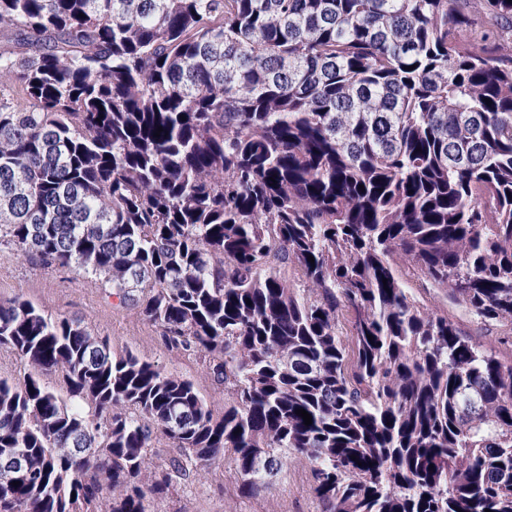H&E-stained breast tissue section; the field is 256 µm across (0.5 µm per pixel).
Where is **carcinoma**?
<instances>
[{
    "instance_id": "1",
    "label": "carcinoma",
    "mask_w": 512,
    "mask_h": 512,
    "mask_svg": "<svg viewBox=\"0 0 512 512\" xmlns=\"http://www.w3.org/2000/svg\"><path fill=\"white\" fill-rule=\"evenodd\" d=\"M2 242L224 407L0 302V512H154L226 453L245 495L304 466L319 512H512V362L407 288L512 342L508 0H0Z\"/></svg>"
}]
</instances>
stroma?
<instances>
[{"instance_id": "35a3bbf8", "label": "stroma", "mask_w": 512, "mask_h": 512, "mask_svg": "<svg viewBox=\"0 0 512 512\" xmlns=\"http://www.w3.org/2000/svg\"><path fill=\"white\" fill-rule=\"evenodd\" d=\"M15 296L31 301L52 317H65L91 326L107 337L114 351H132L168 373L191 380L215 406L224 393L195 355L168 350L157 329L135 310L106 298L94 282L68 269H47L22 261L12 245H0V300ZM155 512H318L306 473L284 468L269 487L253 496L241 495L230 464L214 467L189 483H177L154 504Z\"/></svg>"}]
</instances>
